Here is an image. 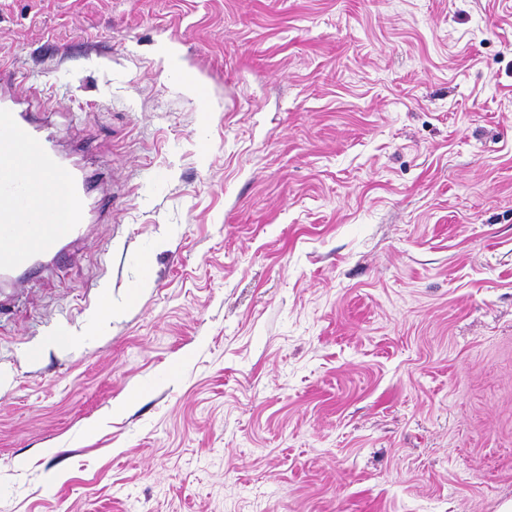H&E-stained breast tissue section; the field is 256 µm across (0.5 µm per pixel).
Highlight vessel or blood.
Segmentation results:
<instances>
[{
    "label": "vessel or blood",
    "instance_id": "1",
    "mask_svg": "<svg viewBox=\"0 0 512 512\" xmlns=\"http://www.w3.org/2000/svg\"><path fill=\"white\" fill-rule=\"evenodd\" d=\"M18 83L17 72L0 64V281L15 286L81 239L91 219L108 221L113 206L96 175L63 171L36 123L17 112ZM59 173L65 178L61 205L48 192Z\"/></svg>",
    "mask_w": 512,
    "mask_h": 512
}]
</instances>
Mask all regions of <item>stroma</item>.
Segmentation results:
<instances>
[{"label":"stroma","instance_id":"stroma-1","mask_svg":"<svg viewBox=\"0 0 512 512\" xmlns=\"http://www.w3.org/2000/svg\"><path fill=\"white\" fill-rule=\"evenodd\" d=\"M116 202L0 285V512L512 501V0H0Z\"/></svg>","mask_w":512,"mask_h":512}]
</instances>
